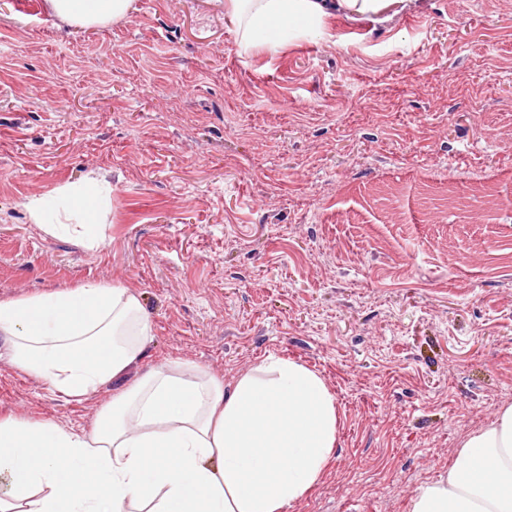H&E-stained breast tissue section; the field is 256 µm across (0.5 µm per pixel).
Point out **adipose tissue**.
<instances>
[{"label":"adipose tissue","mask_w":512,"mask_h":512,"mask_svg":"<svg viewBox=\"0 0 512 512\" xmlns=\"http://www.w3.org/2000/svg\"><path fill=\"white\" fill-rule=\"evenodd\" d=\"M415 0H224L244 46L269 51L318 38L326 17L390 21ZM131 0H47L64 21L94 27ZM34 223L98 213L62 187L31 200ZM152 327L137 295L99 283L0 300V361L71 399L117 379L92 435L43 421L0 419V512H285L322 477L340 417L325 379L272 358L232 385L193 367L139 372ZM411 512H512V405L470 435L447 474L422 487Z\"/></svg>","instance_id":"1"}]
</instances>
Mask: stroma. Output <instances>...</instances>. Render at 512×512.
<instances>
[{
  "label": "stroma",
  "instance_id": "obj_1",
  "mask_svg": "<svg viewBox=\"0 0 512 512\" xmlns=\"http://www.w3.org/2000/svg\"><path fill=\"white\" fill-rule=\"evenodd\" d=\"M324 26L271 55L224 0L91 28L0 0V300L119 285L141 370L309 366L338 441L286 512H410L512 405V0ZM99 181V247L31 222ZM121 387L78 402L0 362V417L88 432Z\"/></svg>",
  "mask_w": 512,
  "mask_h": 512
}]
</instances>
